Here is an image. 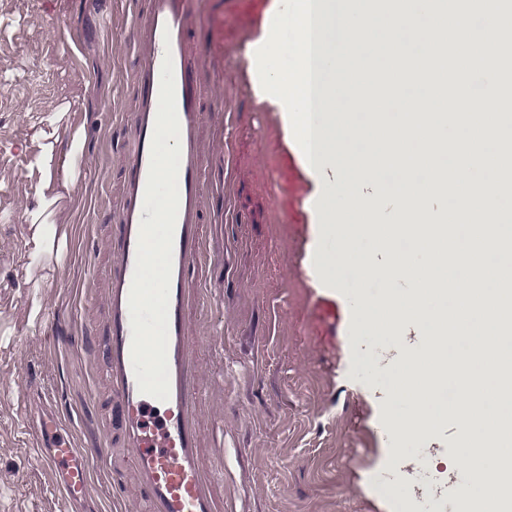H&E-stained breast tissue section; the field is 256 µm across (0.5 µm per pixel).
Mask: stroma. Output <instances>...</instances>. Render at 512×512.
Segmentation results:
<instances>
[{
  "mask_svg": "<svg viewBox=\"0 0 512 512\" xmlns=\"http://www.w3.org/2000/svg\"><path fill=\"white\" fill-rule=\"evenodd\" d=\"M270 2L213 0L220 54L205 50L213 30L191 25L207 87L202 281L218 298L194 328L216 340L203 366L202 434L224 444V491L236 512H399L381 434L401 377L370 365L390 341L352 326L361 295L379 287L345 295L321 285L316 257L338 244L308 209L314 182L292 138L253 89L250 56L264 43ZM146 10L147 0H0V512H59L24 423V411L42 409L24 408L19 386L33 380L55 393L72 433L89 442L110 408L83 341L103 335L104 309L80 287L108 260L120 218L142 62L132 38ZM49 112L60 115V149L84 135L92 162L77 191L60 169L51 190L39 189L40 119ZM40 206L56 228L41 255L20 220Z\"/></svg>",
  "mask_w": 512,
  "mask_h": 512,
  "instance_id": "stroma-1",
  "label": "stroma"
}]
</instances>
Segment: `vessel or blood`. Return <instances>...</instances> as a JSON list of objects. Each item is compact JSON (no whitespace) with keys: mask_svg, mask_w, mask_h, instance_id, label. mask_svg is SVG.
I'll use <instances>...</instances> for the list:
<instances>
[{"mask_svg":"<svg viewBox=\"0 0 512 512\" xmlns=\"http://www.w3.org/2000/svg\"><path fill=\"white\" fill-rule=\"evenodd\" d=\"M196 0H148L136 44L145 60L136 73L139 89L133 122L137 136L128 149L121 185L118 255L89 287L101 288L108 334L89 339L99 350L112 412L103 437L84 448L59 411L43 414L37 424L38 463L49 468L62 502L71 504L94 494L93 472L105 468L113 499H136L142 512H225L224 451L205 447L201 407L206 399L201 372L202 349L191 334L212 293L197 275L206 264L202 199L206 186L201 145V104L205 89L189 55V29ZM174 68L179 122L178 214L174 229L169 290L167 361L170 397L161 402L140 392L131 363L132 329L129 294L136 263L140 223L149 219L143 200L159 102L164 58ZM120 437L131 453L129 468L113 465L112 439ZM464 482L451 479L436 512H464Z\"/></svg>","mask_w":512,"mask_h":512,"instance_id":"vessel-or-blood-1","label":"vessel or blood"}]
</instances>
